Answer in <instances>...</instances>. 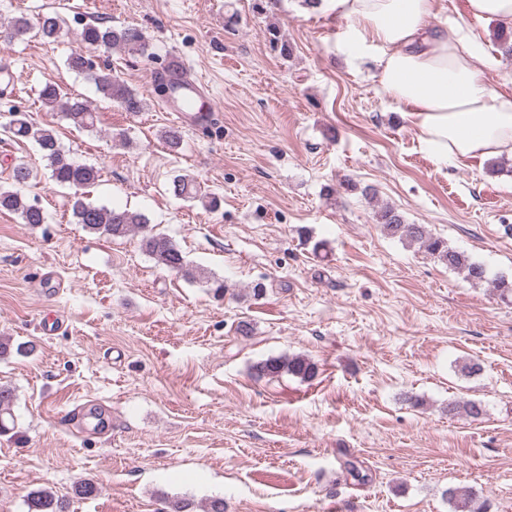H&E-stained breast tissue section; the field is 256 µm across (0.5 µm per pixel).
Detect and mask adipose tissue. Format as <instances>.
I'll return each mask as SVG.
<instances>
[{
    "mask_svg": "<svg viewBox=\"0 0 512 512\" xmlns=\"http://www.w3.org/2000/svg\"><path fill=\"white\" fill-rule=\"evenodd\" d=\"M325 2L345 23V51L374 60L380 90L436 161L512 157V96L484 82L471 31L456 21L429 28L437 0Z\"/></svg>",
    "mask_w": 512,
    "mask_h": 512,
    "instance_id": "obj_1",
    "label": "adipose tissue"
}]
</instances>
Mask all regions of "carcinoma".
I'll return each mask as SVG.
<instances>
[{
	"mask_svg": "<svg viewBox=\"0 0 512 512\" xmlns=\"http://www.w3.org/2000/svg\"><path fill=\"white\" fill-rule=\"evenodd\" d=\"M37 34L44 41H54L59 37L61 20L56 14H45L36 23ZM81 43L87 48L122 47L132 52H146L148 44L143 35L132 27H112L110 25L87 24L80 33ZM70 69L87 73L95 83L98 92L109 101L117 103L127 112L141 111L143 104L138 95L124 82L112 76L110 72L96 69L91 58L79 50L67 59ZM42 105L48 109L59 108L65 117L78 129H91L95 125L96 115L91 105L80 98L67 95L60 86L49 83L40 93ZM7 132L20 139L32 140L41 149L43 158L51 170L52 180L74 191L72 211L77 223L84 225L93 233L111 238H120L132 232H143L141 248L157 265L177 271L188 279L204 276V272L190 265L182 251L166 235L156 234L147 230V219L144 215L127 209L107 208L85 201L84 190L96 184L100 179V169L94 165L77 164L60 148L53 130L31 122L24 114H15L5 125ZM173 193L190 201H198L206 209L218 206L214 196L199 193L195 180L188 175H177L172 181ZM0 211H8L19 215L23 223L38 225L46 221L41 207L27 200L19 191L0 188ZM376 222L386 234L416 243L420 248L457 271L473 283L491 282L493 288L503 299L512 295V280L506 276L488 278L484 265L472 260L463 252L448 247V243L429 233L421 224H406L402 217L391 207H383L376 213ZM256 376L277 377L291 374L303 381L311 380L318 373L317 364L311 359L295 355L292 357H271L253 365ZM15 398L14 389L0 385V433L12 430L15 425L11 413ZM448 415L463 413L469 417L481 416L484 409L476 401H451L446 408ZM448 503L452 512H475L472 507L473 493L448 491ZM28 512H67L66 500L53 492L42 489L30 493L27 499Z\"/></svg>",
	"mask_w": 512,
	"mask_h": 512,
	"instance_id": "cac0c4a2",
	"label": "carcinoma"
}]
</instances>
